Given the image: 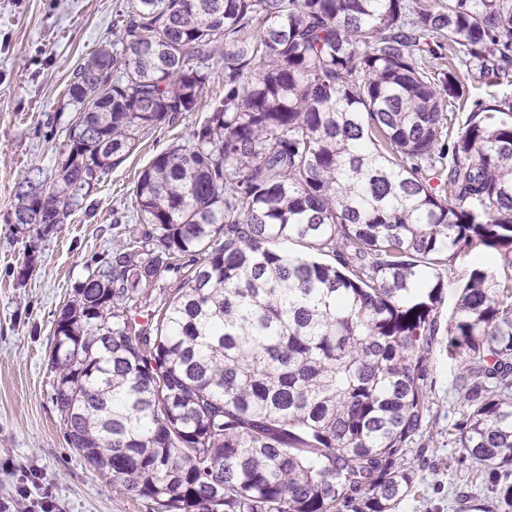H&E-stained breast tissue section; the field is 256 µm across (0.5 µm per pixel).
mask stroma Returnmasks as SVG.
Instances as JSON below:
<instances>
[{"instance_id": "35a3bbf8", "label": "stroma", "mask_w": 512, "mask_h": 512, "mask_svg": "<svg viewBox=\"0 0 512 512\" xmlns=\"http://www.w3.org/2000/svg\"><path fill=\"white\" fill-rule=\"evenodd\" d=\"M128 0H0V501L12 512H150L93 471L66 440L51 395L54 324L94 262L111 254L136 226L133 187L139 173L170 146L187 140L208 117L210 99L224 93L215 79L199 111L173 124L142 131L129 158L83 200L70 223L38 237L13 223V204L24 176L46 177L62 160L60 149L74 121L66 87L75 66L114 42ZM34 268L18 271L27 255ZM476 251L455 258L440 274L447 281L439 307L440 342L428 358L433 413L404 461L416 473L412 492L394 512H462L471 462L454 424L463 411L456 390L459 369L443 345L458 300L455 287L473 268Z\"/></svg>"}]
</instances>
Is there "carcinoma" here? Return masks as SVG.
Masks as SVG:
<instances>
[{
    "mask_svg": "<svg viewBox=\"0 0 512 512\" xmlns=\"http://www.w3.org/2000/svg\"><path fill=\"white\" fill-rule=\"evenodd\" d=\"M118 27L74 68L64 160L19 184L13 223H67L217 67L224 94L141 172L139 227L57 313L69 443L155 512H391L432 413L438 268L487 248L512 270V98L460 80L512 86V0H131ZM446 349L460 447L512 512V273L472 271ZM179 262L182 268L178 274L169 273L163 281L155 287L150 288L149 294H151V297L147 299V307L143 308L144 311L142 314L144 316H146L148 310H155L161 307L165 299H168L169 295L172 293L173 288H176L177 285L191 273L193 267L188 257L181 258Z\"/></svg>",
    "mask_w": 512,
    "mask_h": 512,
    "instance_id": "obj_1",
    "label": "carcinoma"
}]
</instances>
